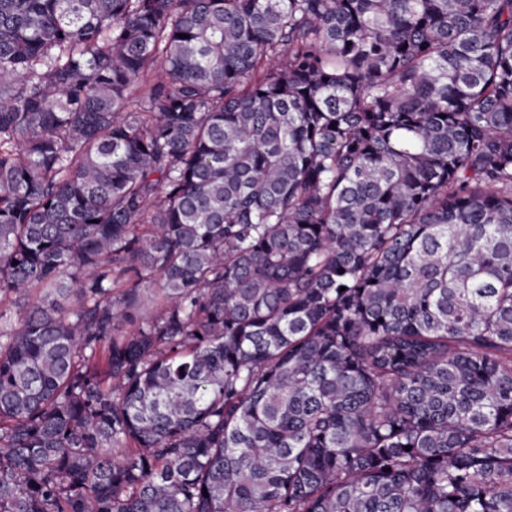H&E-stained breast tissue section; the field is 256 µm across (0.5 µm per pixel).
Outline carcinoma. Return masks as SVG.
<instances>
[{"instance_id":"1","label":"carcinoma","mask_w":512,"mask_h":512,"mask_svg":"<svg viewBox=\"0 0 512 512\" xmlns=\"http://www.w3.org/2000/svg\"><path fill=\"white\" fill-rule=\"evenodd\" d=\"M6 302L0 512H512V0H0Z\"/></svg>"}]
</instances>
